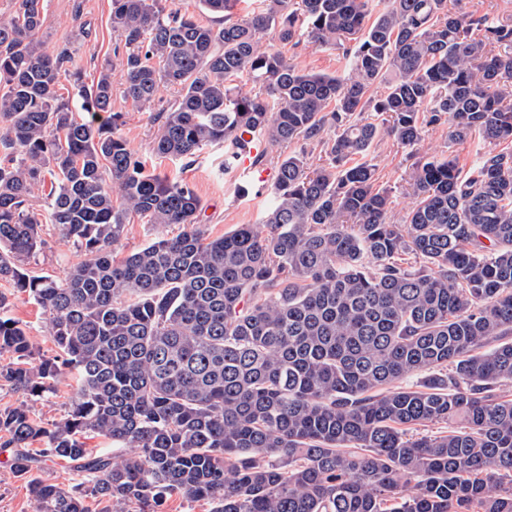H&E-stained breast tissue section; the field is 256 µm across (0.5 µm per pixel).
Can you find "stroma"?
Here are the masks:
<instances>
[{"mask_svg": "<svg viewBox=\"0 0 512 512\" xmlns=\"http://www.w3.org/2000/svg\"><path fill=\"white\" fill-rule=\"evenodd\" d=\"M44 5L41 39L51 49L70 48L85 82H92L101 63L112 58L119 43L110 20L111 0H44ZM272 47L304 71L343 75L349 69V61L343 53L330 47L305 40L297 44L276 41ZM112 87V109L124 115L120 129L122 136L149 170L194 186L203 205L200 222L207 234L220 237L237 225L261 223L273 204L272 191L266 186L259 191L242 192L241 187L247 177L238 169L225 168L223 147H205L191 163L155 154L153 144L160 126L157 115L174 100L175 88H162L154 103L137 107L125 99L120 73H113ZM422 145L431 153L453 149L460 167L464 169L469 168L486 149L484 142L476 138L449 146L448 130L443 126L425 127ZM371 157L379 184L390 189L393 196L392 214L394 218H401L412 202L404 180V172L410 164L409 151L386 138L375 146ZM42 234L47 248L39 257L38 271L64 277L70 267L80 261V254L72 242L51 225H44ZM12 314L29 326L40 355H53L55 347L45 330V316L38 305L27 295H18ZM75 388L73 376L63 374L57 380L53 394L30 401L33 417L46 423L62 420ZM0 512H34L26 487L14 476L8 463V451L4 448H0Z\"/></svg>", "mask_w": 512, "mask_h": 512, "instance_id": "35a3bbf8", "label": "stroma"}]
</instances>
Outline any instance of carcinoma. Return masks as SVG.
<instances>
[{"mask_svg":"<svg viewBox=\"0 0 512 512\" xmlns=\"http://www.w3.org/2000/svg\"><path fill=\"white\" fill-rule=\"evenodd\" d=\"M236 2L201 0L218 18L202 24L169 0H111L122 53L89 86L70 49L39 39L43 0L0 21V382L43 398L66 370L77 380L58 422L25 400L0 409L11 469L35 512H161L173 496L210 512H512V399L497 391L512 384V151L495 148L512 140V23L448 0H259L246 19ZM268 33L350 42L349 72L300 70ZM116 68L135 106L178 90L156 155L222 144L229 168L246 132L267 142L255 162L278 151L262 223L206 235L193 186L147 171L119 133ZM442 125L448 146L489 149L466 171L413 155L395 224L371 149L417 150ZM133 215L184 230L118 260ZM45 223L82 256L62 279L29 268ZM18 293L55 355L12 316ZM435 422L453 427L407 433ZM58 460L68 485L39 475ZM12 315L30 327L31 336L40 355L54 354V344L45 330V315L32 299L26 294H19L14 300Z\"/></svg>","mask_w":512,"mask_h":512,"instance_id":"1","label":"carcinoma"}]
</instances>
